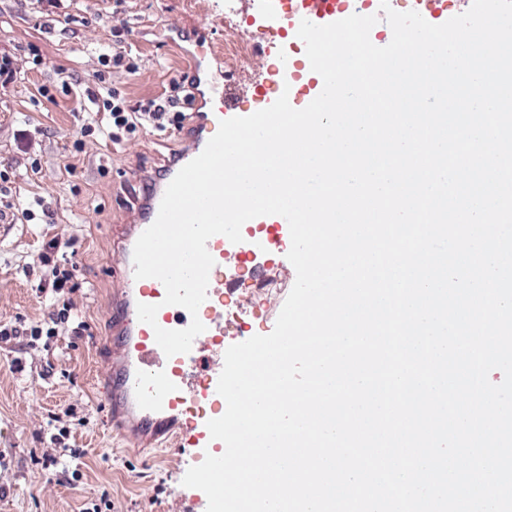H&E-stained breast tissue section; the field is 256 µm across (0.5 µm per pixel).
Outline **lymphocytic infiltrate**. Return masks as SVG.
Instances as JSON below:
<instances>
[{"instance_id":"lymphocytic-infiltrate-1","label":"lymphocytic infiltrate","mask_w":512,"mask_h":512,"mask_svg":"<svg viewBox=\"0 0 512 512\" xmlns=\"http://www.w3.org/2000/svg\"><path fill=\"white\" fill-rule=\"evenodd\" d=\"M81 95L84 109L89 114L86 132L98 134L103 140L120 145L135 137L136 133L148 129L156 135H167L180 127L185 118L183 108L195 99L194 84L187 79L172 80L168 91L160 98L131 102L106 80L85 86ZM73 245L72 238L53 237L44 245L39 262L45 272L40 281L42 292L59 294L73 278V272L59 261ZM71 303L61 309L51 310L47 317L36 325L18 321L0 324V343L37 341L60 336H79L86 329L85 323H73Z\"/></svg>"}]
</instances>
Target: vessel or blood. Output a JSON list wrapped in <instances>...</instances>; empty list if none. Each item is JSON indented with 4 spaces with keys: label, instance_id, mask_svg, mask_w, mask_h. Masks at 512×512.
Listing matches in <instances>:
<instances>
[{
    "label": "vessel or blood",
    "instance_id": "obj_1",
    "mask_svg": "<svg viewBox=\"0 0 512 512\" xmlns=\"http://www.w3.org/2000/svg\"><path fill=\"white\" fill-rule=\"evenodd\" d=\"M251 23L260 34L257 52L279 61L277 88H288L289 98L301 94L289 47L304 50L298 37L301 20L317 25L329 24L355 14L353 0H251ZM207 93L217 107L196 113L189 138L163 170L144 178L133 198L135 217L120 233L122 246L113 261L112 273L118 290L108 304L109 328L100 344L106 358V397L126 414L134 433L155 437L174 431L178 448H201L215 456L222 455V441L211 439L208 415L189 417L185 429H178L182 416L191 407L202 404L223 405L217 384L224 365V352L217 338L224 334V269L238 259L253 262L259 276H266L271 265L288 267L291 245L287 220L279 215H265L244 223L242 242L234 243L222 235L212 236L207 249L215 264L209 274L207 298L197 316L205 326L190 352L165 356L157 345L155 328H186L192 316L179 306L164 304L165 288L154 278L134 276L133 248L141 233L156 219L165 190L179 170L196 158L213 137L220 120L240 115L237 89L233 83L212 79ZM158 305L156 326L139 321L138 304ZM225 335V334H224Z\"/></svg>",
    "mask_w": 512,
    "mask_h": 512
}]
</instances>
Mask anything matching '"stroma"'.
Returning a JSON list of instances; mask_svg holds the SVG:
<instances>
[{
	"label": "stroma",
	"mask_w": 512,
	"mask_h": 512,
	"mask_svg": "<svg viewBox=\"0 0 512 512\" xmlns=\"http://www.w3.org/2000/svg\"><path fill=\"white\" fill-rule=\"evenodd\" d=\"M225 0H62L55 27H47L38 0H0V54L14 60L16 75L0 91V322L43 319L49 303L31 265L44 238L75 237L72 313L88 329L51 344L0 347V484L10 493L0 512H83L88 501L109 492L117 512H206L207 497L182 479L196 465L192 452H177L164 438L134 444L114 435L124 418L112 411L103 388L99 338L116 285L109 260L116 235L132 211L137 176L160 170L180 148L186 128L160 137L144 130L116 149L84 132L79 96L64 94L59 73L82 83L105 74L131 100L160 96L172 80L194 78L191 57L225 41L251 40L246 4L232 18ZM130 49L140 68L130 73L101 62L114 46ZM48 87L49 96L39 94ZM38 166H31V159ZM41 198L54 212L50 224L24 223L20 211ZM21 358L24 372L13 371ZM62 415L67 447L84 452L82 477L72 485L50 484L42 456L50 448L47 422ZM111 441L112 456L94 444Z\"/></svg>",
	"instance_id": "35a3bbf8"
}]
</instances>
